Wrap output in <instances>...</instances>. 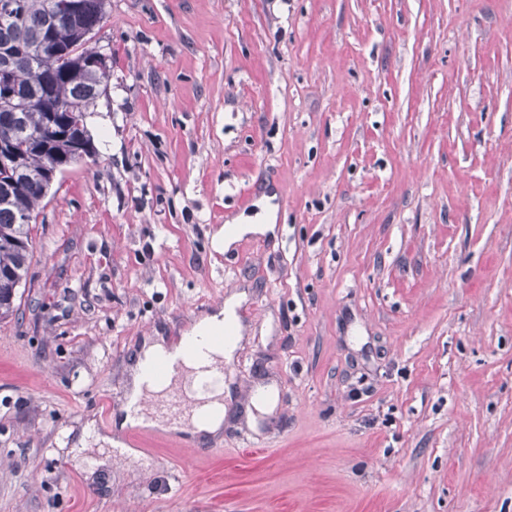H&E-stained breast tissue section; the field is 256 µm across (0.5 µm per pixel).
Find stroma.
I'll return each mask as SVG.
<instances>
[{"label":"stroma","mask_w":512,"mask_h":512,"mask_svg":"<svg viewBox=\"0 0 512 512\" xmlns=\"http://www.w3.org/2000/svg\"><path fill=\"white\" fill-rule=\"evenodd\" d=\"M96 46L0 320V512H512V0H107ZM237 293L221 437L127 457L143 340ZM275 224H235L224 234V228L213 239V247L215 251L224 252L230 245L247 233L265 234L269 231L273 232Z\"/></svg>","instance_id":"stroma-1"}]
</instances>
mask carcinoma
Wrapping results in <instances>:
<instances>
[{
  "mask_svg": "<svg viewBox=\"0 0 512 512\" xmlns=\"http://www.w3.org/2000/svg\"><path fill=\"white\" fill-rule=\"evenodd\" d=\"M69 24L48 26V0H18L17 14L0 13V68L14 73L11 97L0 101V132L12 135L13 159L0 170V318L16 310V288L27 273L32 223L52 185L49 173L92 158L86 148V113L107 86L110 69L90 62L89 34L104 19L103 0H80ZM49 38L65 55L28 60L15 52Z\"/></svg>",
  "mask_w": 512,
  "mask_h": 512,
  "instance_id": "carcinoma-1",
  "label": "carcinoma"
}]
</instances>
